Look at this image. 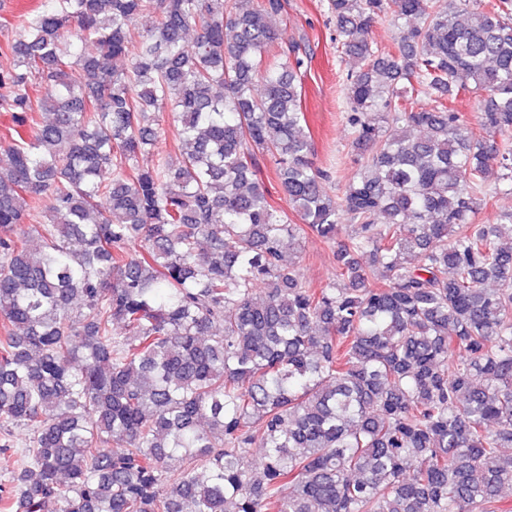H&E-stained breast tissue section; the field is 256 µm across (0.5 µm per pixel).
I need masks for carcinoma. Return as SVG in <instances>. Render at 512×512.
Segmentation results:
<instances>
[{"label": "carcinoma", "instance_id": "obj_1", "mask_svg": "<svg viewBox=\"0 0 512 512\" xmlns=\"http://www.w3.org/2000/svg\"><path fill=\"white\" fill-rule=\"evenodd\" d=\"M286 7L0 17V422L31 436L3 512H512V213L478 219L512 193V0H327L362 156L334 197L306 48L268 61ZM386 15L395 53L369 38ZM160 110L174 154L143 168ZM310 235L335 248L331 284L286 254ZM276 164L273 159L259 157L257 178L265 183L270 194L272 203L276 206L288 208L285 200L277 192V181L275 177ZM282 198V199H281Z\"/></svg>", "mask_w": 512, "mask_h": 512}]
</instances>
